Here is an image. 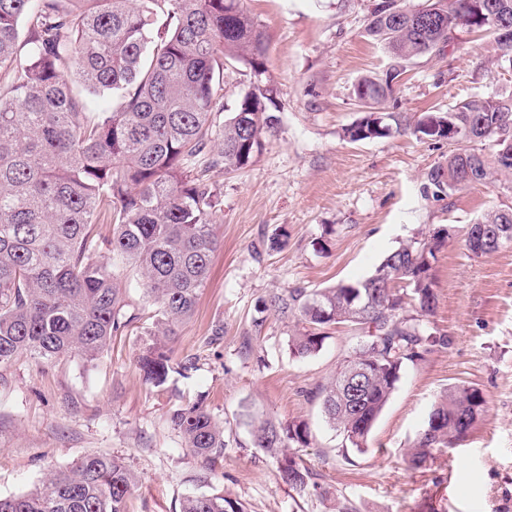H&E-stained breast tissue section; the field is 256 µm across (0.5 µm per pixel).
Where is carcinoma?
I'll return each mask as SVG.
<instances>
[{
    "mask_svg": "<svg viewBox=\"0 0 512 512\" xmlns=\"http://www.w3.org/2000/svg\"><path fill=\"white\" fill-rule=\"evenodd\" d=\"M479 3L512 26V0H430L422 8L374 0L365 27L392 63L355 85L365 112L344 137L409 132L441 142L448 123L462 128L467 137L448 143V161L427 174L438 198L512 172V155L501 153L512 144V98L474 96L413 120L385 102L415 58L452 44L461 28L487 30L470 9ZM265 54L264 34L241 0H0V369L21 357L77 356L95 365L136 320L126 310L120 268L139 272L144 295L158 306L138 357L145 381L158 387L170 372L194 368L191 358L173 363L169 341L193 314L219 244L221 194L208 173L250 166L276 130L273 89L260 80ZM228 66L250 70L257 81L219 124ZM106 93L116 106L99 111L95 100ZM98 224L112 225L106 255ZM479 235L499 238L491 255L512 245V208L467 225V248ZM447 239L441 228L431 241L390 251L365 279L312 293L294 288L258 305L298 317L302 330L288 337L293 357L317 353L332 326L372 329L316 392L345 450L368 447L404 366L448 346V336L423 324L435 307V252ZM354 369L366 374L352 398L345 379ZM483 406L477 387L448 388L408 450L410 467L466 437ZM170 422L203 468L224 456V426L202 404L174 410ZM250 427L253 447L277 460L285 484L303 490L314 483L301 458L283 452L308 445L305 424L252 420ZM134 483L121 460L87 455L26 494L0 497V512H126ZM181 512L244 509L199 494L186 497Z\"/></svg>",
    "mask_w": 512,
    "mask_h": 512,
    "instance_id": "obj_1",
    "label": "carcinoma"
}]
</instances>
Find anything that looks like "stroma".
Listing matches in <instances>:
<instances>
[{
	"mask_svg": "<svg viewBox=\"0 0 512 512\" xmlns=\"http://www.w3.org/2000/svg\"><path fill=\"white\" fill-rule=\"evenodd\" d=\"M373 0H242L264 33L279 124L255 162L211 172L224 195L220 246L194 315L177 329L175 359L194 369L151 387L137 357L140 330L156 307L130 275L127 309L136 325L113 337L96 366L77 358H21L0 370V497L34 489L51 471L86 454L121 459L136 477L127 512H180L185 497L221 494L245 512H512V247L477 256L464 230L512 207V174L437 200L427 173L448 145L411 135L352 143L343 130L360 115L353 89L391 59L365 35ZM474 95H512V52L466 29L452 50L412 61L386 106L409 115L448 109ZM452 237L433 264L436 306L428 328L448 345L407 365L365 452H347L310 389L328 383L365 337L339 325L305 359L288 355L302 325L259 312L258 303L294 288L315 290L369 276L385 255L438 227ZM286 230L288 243L269 248ZM224 335L212 340L214 325ZM476 386L484 413L472 432L425 466L406 450L438 397ZM201 402L223 422L228 446L203 471L173 430V410ZM307 423L301 455L319 490L281 482L273 458L253 447L247 415Z\"/></svg>",
	"mask_w": 512,
	"mask_h": 512,
	"instance_id": "35a3bbf8",
	"label": "stroma"
}]
</instances>
